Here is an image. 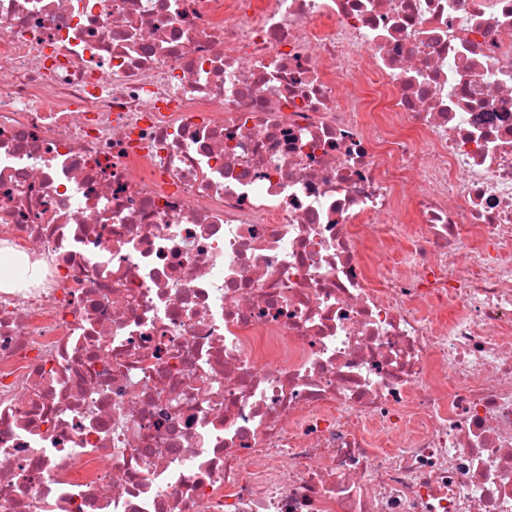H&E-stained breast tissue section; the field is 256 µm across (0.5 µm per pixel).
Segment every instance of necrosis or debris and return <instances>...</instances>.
Returning a JSON list of instances; mask_svg holds the SVG:
<instances>
[{"instance_id": "necrosis-or-debris-1", "label": "necrosis or debris", "mask_w": 512, "mask_h": 512, "mask_svg": "<svg viewBox=\"0 0 512 512\" xmlns=\"http://www.w3.org/2000/svg\"><path fill=\"white\" fill-rule=\"evenodd\" d=\"M0 512H512V0H0Z\"/></svg>"}]
</instances>
